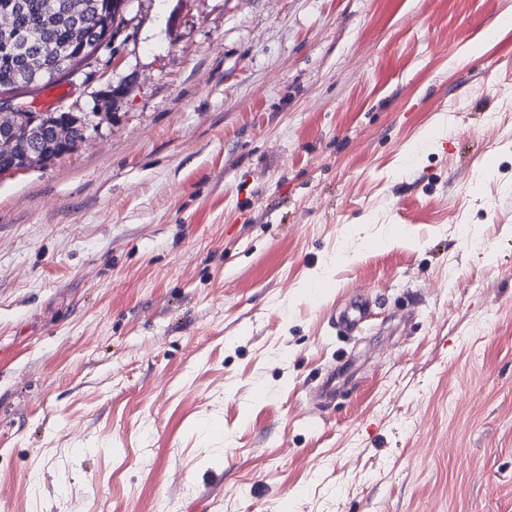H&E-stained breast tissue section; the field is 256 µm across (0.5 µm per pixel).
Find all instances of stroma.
<instances>
[{
  "mask_svg": "<svg viewBox=\"0 0 512 512\" xmlns=\"http://www.w3.org/2000/svg\"><path fill=\"white\" fill-rule=\"evenodd\" d=\"M124 17L0 173V512H512V0ZM0 130L9 134L14 141V155L10 162L15 168L27 169L35 163L39 156L45 164L72 152L78 141L84 137L86 116L78 112H36L28 103L20 98L0 99ZM6 133L0 135V160H4L1 151L8 153L11 142H7ZM39 136L37 144L36 137ZM37 145V146H36ZM33 150L30 154L27 153Z\"/></svg>",
  "mask_w": 512,
  "mask_h": 512,
  "instance_id": "1",
  "label": "stroma"
}]
</instances>
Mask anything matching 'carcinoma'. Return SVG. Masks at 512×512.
Wrapping results in <instances>:
<instances>
[{"label":"carcinoma","mask_w":512,"mask_h":512,"mask_svg":"<svg viewBox=\"0 0 512 512\" xmlns=\"http://www.w3.org/2000/svg\"><path fill=\"white\" fill-rule=\"evenodd\" d=\"M89 5L85 22L90 30H100L105 17L98 13L99 0H86ZM112 2V35L121 32L128 0ZM14 13L15 30L27 36L18 44L0 38V95L22 92L33 84L22 82L19 55L23 52L53 57L51 49L69 39L70 0H0V11ZM86 116L76 112H13L0 114V130L14 141V155L9 165L27 169V153L40 150L45 164L72 152L84 137Z\"/></svg>","instance_id":"obj_1"}]
</instances>
